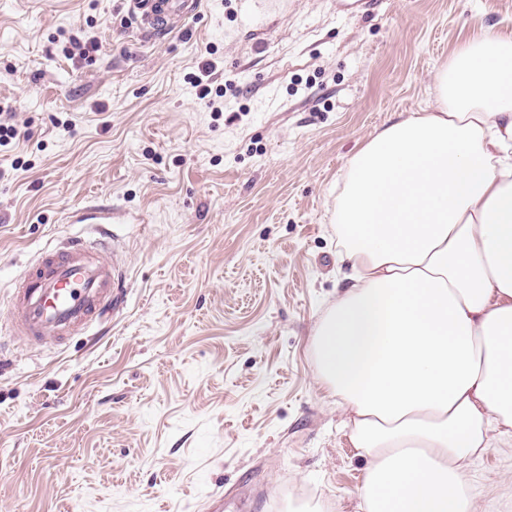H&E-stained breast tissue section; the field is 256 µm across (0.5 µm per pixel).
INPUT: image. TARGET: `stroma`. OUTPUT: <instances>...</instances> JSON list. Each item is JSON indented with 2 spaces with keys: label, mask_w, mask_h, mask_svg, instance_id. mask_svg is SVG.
I'll list each match as a JSON object with an SVG mask.
<instances>
[{
  "label": "stroma",
  "mask_w": 512,
  "mask_h": 512,
  "mask_svg": "<svg viewBox=\"0 0 512 512\" xmlns=\"http://www.w3.org/2000/svg\"><path fill=\"white\" fill-rule=\"evenodd\" d=\"M512 0H225L157 38L128 0H0V325L29 263L81 236L123 258L98 330L0 332V512H360L366 460L316 378L340 286L337 183L437 68ZM94 43L69 55L71 39ZM223 96L188 82L205 62ZM114 216L72 224L79 208ZM472 512H512V441L475 459ZM288 0H236V16L240 25L250 26L259 23L267 15L286 9Z\"/></svg>",
  "instance_id": "obj_1"
}]
</instances>
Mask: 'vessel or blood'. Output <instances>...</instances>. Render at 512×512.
<instances>
[{
	"instance_id": "b4317fda",
	"label": "vessel or blood",
	"mask_w": 512,
	"mask_h": 512,
	"mask_svg": "<svg viewBox=\"0 0 512 512\" xmlns=\"http://www.w3.org/2000/svg\"><path fill=\"white\" fill-rule=\"evenodd\" d=\"M143 30L157 37L195 18L201 0H129ZM288 0H236L241 25L259 23L286 9ZM124 279L120 261L85 239H67L42 253L16 284L10 299V329L38 343L63 339L103 323L114 312Z\"/></svg>"
}]
</instances>
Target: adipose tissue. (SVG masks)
I'll use <instances>...</instances> for the list:
<instances>
[{"label":"adipose tissue","mask_w":512,"mask_h":512,"mask_svg":"<svg viewBox=\"0 0 512 512\" xmlns=\"http://www.w3.org/2000/svg\"><path fill=\"white\" fill-rule=\"evenodd\" d=\"M433 97L336 195L347 286L312 348L368 460L362 512H471L470 464L512 439V31L462 41Z\"/></svg>","instance_id":"obj_1"}]
</instances>
